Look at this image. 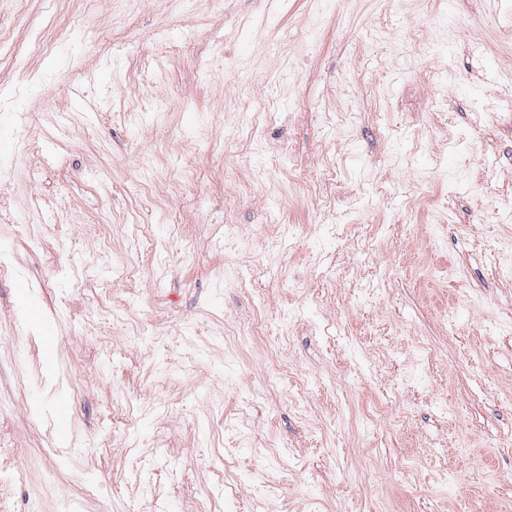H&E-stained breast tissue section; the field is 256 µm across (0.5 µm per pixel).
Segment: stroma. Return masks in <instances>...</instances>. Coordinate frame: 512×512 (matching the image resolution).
Returning <instances> with one entry per match:
<instances>
[{
  "label": "stroma",
  "instance_id": "obj_1",
  "mask_svg": "<svg viewBox=\"0 0 512 512\" xmlns=\"http://www.w3.org/2000/svg\"><path fill=\"white\" fill-rule=\"evenodd\" d=\"M511 242L501 0H0V512H512Z\"/></svg>",
  "mask_w": 512,
  "mask_h": 512
}]
</instances>
